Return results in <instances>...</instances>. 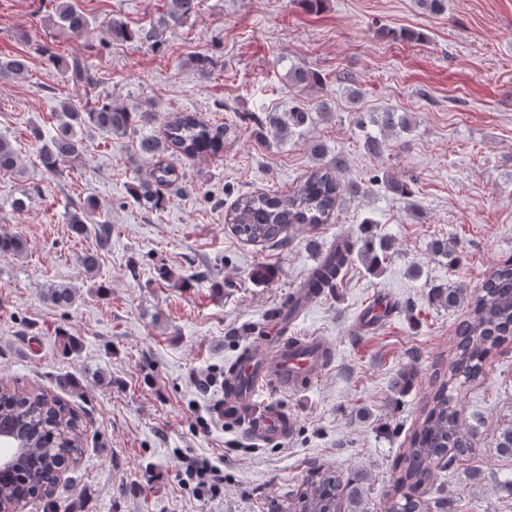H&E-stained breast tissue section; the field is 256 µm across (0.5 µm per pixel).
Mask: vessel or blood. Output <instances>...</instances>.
I'll list each match as a JSON object with an SVG mask.
<instances>
[{
    "label": "vessel or blood",
    "mask_w": 512,
    "mask_h": 512,
    "mask_svg": "<svg viewBox=\"0 0 512 512\" xmlns=\"http://www.w3.org/2000/svg\"><path fill=\"white\" fill-rule=\"evenodd\" d=\"M272 337L258 345H248L238 355L236 370L224 382L213 417L231 425H244L255 444L284 439L291 434L294 421L287 411L268 405L258 407L260 390L280 392L305 389L320 377L328 359L325 341L318 336H289L280 322H272Z\"/></svg>",
    "instance_id": "vessel-or-blood-1"
}]
</instances>
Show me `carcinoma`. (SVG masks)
I'll return each mask as SVG.
<instances>
[{
    "label": "carcinoma",
    "mask_w": 512,
    "mask_h": 512,
    "mask_svg": "<svg viewBox=\"0 0 512 512\" xmlns=\"http://www.w3.org/2000/svg\"><path fill=\"white\" fill-rule=\"evenodd\" d=\"M193 0H167V10L157 24L147 32L128 30L122 22L109 24L111 35L124 39L160 41L163 32L181 23ZM57 24L73 33L81 32L86 19L69 0L57 7ZM28 70L27 59L20 56L0 61V79L17 78ZM73 98L61 102L58 112V133L40 148V159L47 171H54L61 157L77 159L82 155L78 129L93 126L116 135L147 124L148 112H128L100 100H92L96 84L85 65L72 61L67 69ZM288 79L296 85L320 83L317 73L307 69H293ZM233 132L227 124L209 125L191 112H181L167 120L162 136L142 139L139 152L156 160L149 179L133 186L131 194L150 209L165 204L158 188L177 183L185 178L171 163L160 159L163 154L194 158L205 154L216 155L224 149V138ZM318 162L302 177L295 188L285 194L258 192L242 195L224 216L230 231L245 243L265 246L278 244L285 238L292 224H327L340 205L341 197L359 193L356 184H343L338 172L344 165L341 156L327 159L320 147H315ZM18 168V156L11 141L0 136V173L13 174ZM97 210L95 201L87 199L82 208L69 218L72 232L81 237L94 235L96 252H85L79 263L88 271L98 268V252L110 248L112 225L93 219ZM392 245L385 239L369 237L362 246L350 238L336 242L321 260L320 267L310 271L307 288L333 289L340 287L343 272L358 258L374 271L387 258ZM24 250L21 240L6 233L0 235V253L17 255ZM459 288L431 289V302L450 309L461 299ZM48 300L66 307L74 303L76 293L68 286L51 288ZM512 335V259L493 268L472 303L469 318L455 328L456 343L448 360V379L426 397L422 420L413 430L408 448L399 456L395 468L394 495L388 512H425L428 501L423 499L432 479L434 465L452 466L456 456L473 448V433L465 429L463 409L457 391L476 378L491 350L497 348L503 337ZM69 413L65 420L61 415ZM23 431L38 461L35 470L39 499H49L55 480L51 468L84 452L83 433L78 417L68 411L67 404L57 395L38 388L17 386L0 390V430ZM366 476L360 471L343 475L331 469H317L307 478L295 501L284 509L273 505L270 512H367L363 507V484Z\"/></svg>",
    "instance_id": "obj_1"
}]
</instances>
